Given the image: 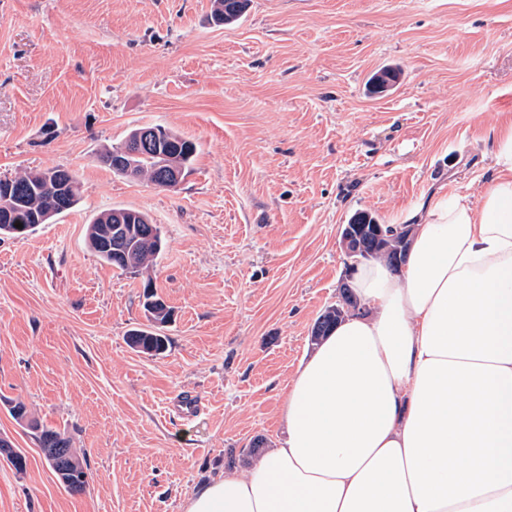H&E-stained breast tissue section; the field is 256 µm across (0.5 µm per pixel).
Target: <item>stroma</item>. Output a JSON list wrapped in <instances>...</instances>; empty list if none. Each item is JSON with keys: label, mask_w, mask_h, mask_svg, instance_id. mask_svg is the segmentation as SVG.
Segmentation results:
<instances>
[{"label": "stroma", "mask_w": 512, "mask_h": 512, "mask_svg": "<svg viewBox=\"0 0 512 512\" xmlns=\"http://www.w3.org/2000/svg\"><path fill=\"white\" fill-rule=\"evenodd\" d=\"M0 0V176L62 167L79 205L0 238V512H182L286 435L289 382L337 300L340 227L358 211L413 224L479 195L512 122V0ZM395 68L383 93L374 73ZM197 146L166 190L96 161L132 129ZM132 208L166 241L146 274L90 249L102 210ZM173 311L165 354L132 350L143 283ZM202 399L183 420L176 397ZM66 431L88 469L71 494L27 427ZM212 20L217 25H228L242 17L249 0H214Z\"/></svg>", "instance_id": "1"}]
</instances>
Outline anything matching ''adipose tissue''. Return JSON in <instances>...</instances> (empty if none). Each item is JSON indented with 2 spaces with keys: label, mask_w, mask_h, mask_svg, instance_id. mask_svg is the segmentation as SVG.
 Here are the masks:
<instances>
[{
  "label": "adipose tissue",
  "mask_w": 512,
  "mask_h": 512,
  "mask_svg": "<svg viewBox=\"0 0 512 512\" xmlns=\"http://www.w3.org/2000/svg\"><path fill=\"white\" fill-rule=\"evenodd\" d=\"M478 200L435 201L400 272L361 265L290 381L287 435L184 512H512V124Z\"/></svg>",
  "instance_id": "ef3b65f1"
}]
</instances>
